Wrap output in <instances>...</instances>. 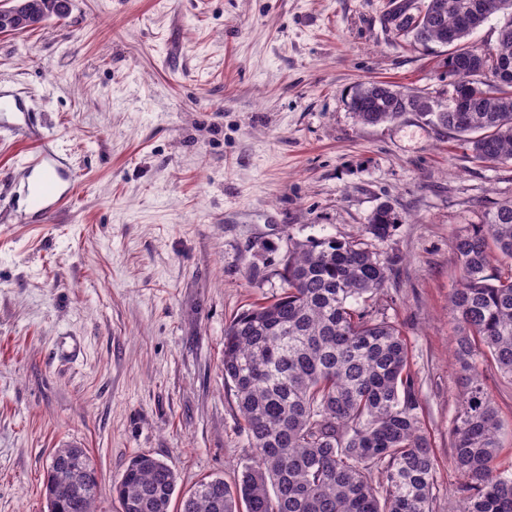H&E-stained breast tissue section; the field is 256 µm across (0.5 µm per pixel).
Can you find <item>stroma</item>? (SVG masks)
I'll list each match as a JSON object with an SVG mask.
<instances>
[{
    "label": "stroma",
    "instance_id": "35a3bbf8",
    "mask_svg": "<svg viewBox=\"0 0 512 512\" xmlns=\"http://www.w3.org/2000/svg\"><path fill=\"white\" fill-rule=\"evenodd\" d=\"M391 0H74L66 19L0 37V512H47L54 448H88L103 512L136 454L187 492L235 485L251 449L224 383V329L280 294L293 242L358 237L391 274L375 308L403 330L437 459L432 512L460 478L462 388L448 298L454 238L512 200V162L480 163L417 113L360 124L354 88L448 100L444 47L387 22ZM36 117L72 174L50 215L26 198ZM512 466V380L482 368ZM397 217L389 205H383L375 210L365 226V233L374 238L384 239L389 236L396 224Z\"/></svg>",
    "mask_w": 512,
    "mask_h": 512
}]
</instances>
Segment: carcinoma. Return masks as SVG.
<instances>
[{"mask_svg":"<svg viewBox=\"0 0 512 512\" xmlns=\"http://www.w3.org/2000/svg\"><path fill=\"white\" fill-rule=\"evenodd\" d=\"M42 17H66L63 0H31ZM501 13L497 57L467 56V38ZM397 35L453 48L443 65L448 104L392 83L356 88L349 102L363 125L413 110L454 133L480 162L512 161V0H406L388 15ZM466 100L464 109L452 105ZM383 205L365 226L374 238L396 224ZM449 302L463 399L452 426L460 497L448 512H512V474L500 468L501 423L484 390L490 360L512 379V201L457 235ZM285 287L224 329V382L234 392L252 458L238 485L205 477L177 512H431L437 460L423 428L408 344L398 324L367 306L389 266L362 238L295 242ZM47 466L48 512H98V472L85 448L66 446ZM177 480L165 462L139 453L114 483L120 512H171Z\"/></svg>","mask_w":512,"mask_h":512,"instance_id":"1","label":"carcinoma"}]
</instances>
